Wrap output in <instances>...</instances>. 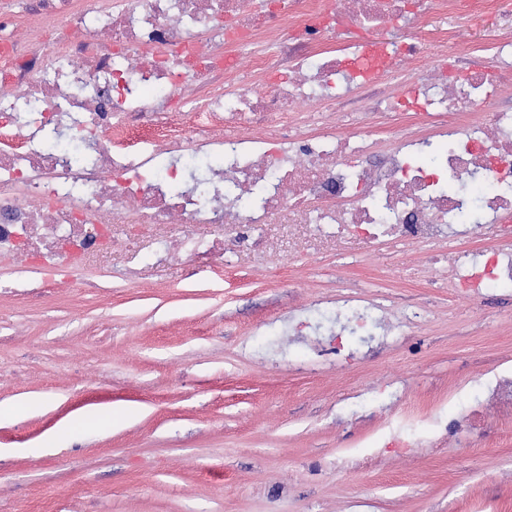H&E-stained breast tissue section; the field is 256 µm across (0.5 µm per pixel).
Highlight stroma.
Segmentation results:
<instances>
[{
    "instance_id": "35a3bbf8",
    "label": "stroma",
    "mask_w": 512,
    "mask_h": 512,
    "mask_svg": "<svg viewBox=\"0 0 512 512\" xmlns=\"http://www.w3.org/2000/svg\"><path fill=\"white\" fill-rule=\"evenodd\" d=\"M114 235L36 301L0 259V512H512V410L472 412L512 370V288L451 291L422 270L436 246L289 224L189 278ZM340 299L420 320L336 349L303 323ZM111 405L132 417L63 433Z\"/></svg>"
}]
</instances>
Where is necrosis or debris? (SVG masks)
Here are the masks:
<instances>
[{
  "label": "necrosis or debris",
  "mask_w": 512,
  "mask_h": 512,
  "mask_svg": "<svg viewBox=\"0 0 512 512\" xmlns=\"http://www.w3.org/2000/svg\"><path fill=\"white\" fill-rule=\"evenodd\" d=\"M490 14L512 0H0V257L40 288L116 224L209 266L225 227L310 224L444 242L449 287L511 286L512 30L449 48Z\"/></svg>",
  "instance_id": "necrosis-or-debris-1"
}]
</instances>
